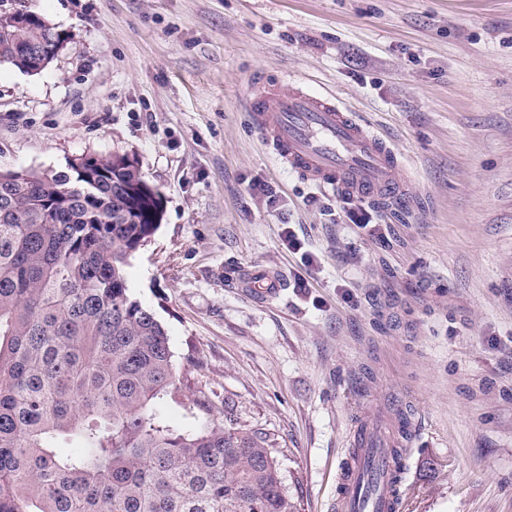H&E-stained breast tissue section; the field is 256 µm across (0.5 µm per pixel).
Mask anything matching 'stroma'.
Wrapping results in <instances>:
<instances>
[{
	"label": "stroma",
	"mask_w": 512,
	"mask_h": 512,
	"mask_svg": "<svg viewBox=\"0 0 512 512\" xmlns=\"http://www.w3.org/2000/svg\"><path fill=\"white\" fill-rule=\"evenodd\" d=\"M14 2L67 40L39 74L0 64V171L139 162L164 215L129 288L180 378L276 435L301 512H335L362 415L389 441L416 426L401 512H512V0ZM259 74L341 99L405 195L284 169L246 103ZM364 204L377 234L347 217ZM254 267L284 280L269 301L236 285Z\"/></svg>",
	"instance_id": "1"
}]
</instances>
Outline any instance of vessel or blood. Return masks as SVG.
<instances>
[{
    "instance_id": "obj_1",
    "label": "vessel or blood",
    "mask_w": 512,
    "mask_h": 512,
    "mask_svg": "<svg viewBox=\"0 0 512 512\" xmlns=\"http://www.w3.org/2000/svg\"><path fill=\"white\" fill-rule=\"evenodd\" d=\"M253 121L280 164L321 188L357 198L385 196L397 186V151L341 106L286 82L254 79L249 90ZM241 284L260 298L273 295L278 275L265 268L244 271ZM350 457L336 489L337 512H389L385 488L393 460L368 421L355 424Z\"/></svg>"
}]
</instances>
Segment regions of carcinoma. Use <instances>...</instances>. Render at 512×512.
<instances>
[{
  "label": "carcinoma",
  "instance_id": "1",
  "mask_svg": "<svg viewBox=\"0 0 512 512\" xmlns=\"http://www.w3.org/2000/svg\"><path fill=\"white\" fill-rule=\"evenodd\" d=\"M0 28V63L64 40L33 12ZM164 203L126 155L0 172V512H299L279 443L199 391L187 427L170 337L126 267ZM84 448L59 452L64 443Z\"/></svg>",
  "mask_w": 512,
  "mask_h": 512
}]
</instances>
